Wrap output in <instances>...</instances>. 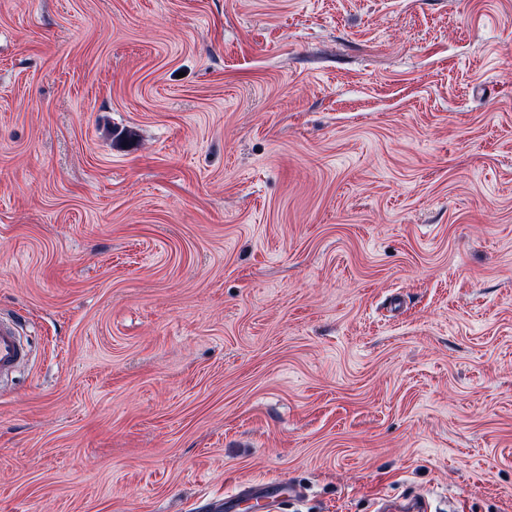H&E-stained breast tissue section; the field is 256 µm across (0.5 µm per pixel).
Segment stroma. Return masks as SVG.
<instances>
[{
    "instance_id": "stroma-1",
    "label": "stroma",
    "mask_w": 512,
    "mask_h": 512,
    "mask_svg": "<svg viewBox=\"0 0 512 512\" xmlns=\"http://www.w3.org/2000/svg\"><path fill=\"white\" fill-rule=\"evenodd\" d=\"M0 512H512V0H0ZM29 359V348L13 323L0 320V380L21 369ZM295 493V488L287 481H280L273 484L257 487L253 485L241 488L237 493L218 501L219 505H227L228 508L241 510L245 504H251L259 509H265L266 512L275 505L280 499H288ZM257 509V510H259Z\"/></svg>"
}]
</instances>
